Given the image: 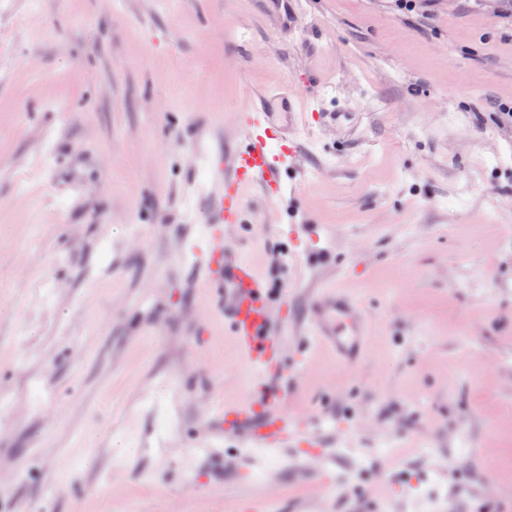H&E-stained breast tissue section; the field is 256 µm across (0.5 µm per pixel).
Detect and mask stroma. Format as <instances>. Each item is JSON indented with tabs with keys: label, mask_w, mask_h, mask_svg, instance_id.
<instances>
[{
	"label": "stroma",
	"mask_w": 512,
	"mask_h": 512,
	"mask_svg": "<svg viewBox=\"0 0 512 512\" xmlns=\"http://www.w3.org/2000/svg\"><path fill=\"white\" fill-rule=\"evenodd\" d=\"M258 91L298 152L219 245L277 295L270 366L188 248ZM506 106L503 0H0V512H512ZM334 287L354 366L310 332ZM318 320L314 336L345 366L360 362L367 348L369 322L363 309L341 289L323 294L314 304Z\"/></svg>",
	"instance_id": "35a3bbf8"
}]
</instances>
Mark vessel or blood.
I'll return each instance as SVG.
<instances>
[{"mask_svg":"<svg viewBox=\"0 0 512 512\" xmlns=\"http://www.w3.org/2000/svg\"><path fill=\"white\" fill-rule=\"evenodd\" d=\"M270 99L253 96L239 114V123L246 131V141L237 148L230 161L216 163L213 169L224 174L225 191L216 201V217L211 230L221 237L224 227L238 223L245 190L261 182L273 194H281L280 162L295 143L287 129L277 126L269 112ZM200 257L210 276L211 290L224 291L228 297L224 316L229 322L231 337L242 357L248 361L276 359L279 346L269 333L266 286L251 262L226 258L223 251L209 248ZM318 320L314 334L328 347L338 363L353 366L360 362L367 348L369 322L363 309L340 289H332L316 301Z\"/></svg>","mask_w":512,"mask_h":512,"instance_id":"1","label":"vessel or blood"}]
</instances>
